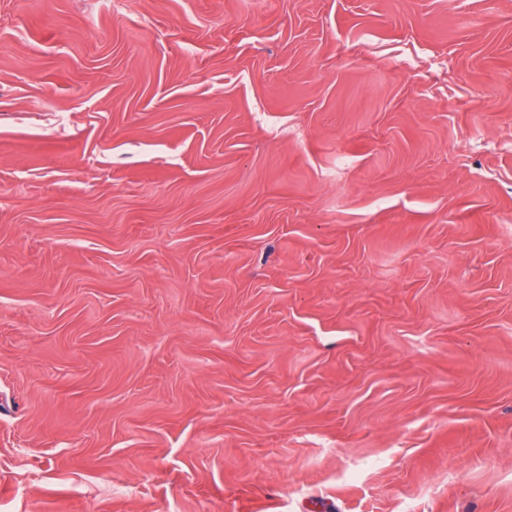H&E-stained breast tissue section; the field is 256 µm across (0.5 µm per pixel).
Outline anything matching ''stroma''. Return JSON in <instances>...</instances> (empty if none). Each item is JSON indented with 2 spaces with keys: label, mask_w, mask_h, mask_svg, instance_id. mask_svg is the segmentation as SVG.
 Here are the masks:
<instances>
[{
  "label": "stroma",
  "mask_w": 512,
  "mask_h": 512,
  "mask_svg": "<svg viewBox=\"0 0 512 512\" xmlns=\"http://www.w3.org/2000/svg\"><path fill=\"white\" fill-rule=\"evenodd\" d=\"M512 512V0H0V512Z\"/></svg>",
  "instance_id": "35a3bbf8"
}]
</instances>
